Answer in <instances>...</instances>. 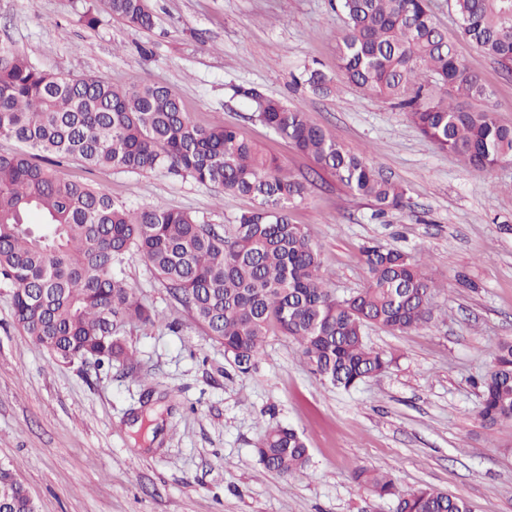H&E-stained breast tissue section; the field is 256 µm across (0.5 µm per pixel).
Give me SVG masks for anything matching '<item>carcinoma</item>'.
I'll list each match as a JSON object with an SVG mask.
<instances>
[{"label": "carcinoma", "mask_w": 512, "mask_h": 512, "mask_svg": "<svg viewBox=\"0 0 512 512\" xmlns=\"http://www.w3.org/2000/svg\"><path fill=\"white\" fill-rule=\"evenodd\" d=\"M129 24L150 29L147 0H103ZM462 33L506 70L512 69V0H452ZM345 27L338 63L346 79L404 109L437 148L488 171L512 158V127L489 107L491 90L457 55L432 19L429 0H337ZM257 117L320 169L371 203L373 217L404 207L407 189L384 176L364 151L344 148L298 106L239 87ZM472 102L461 106L455 100ZM0 287L14 321L55 362L99 366L128 358L120 329L154 325L124 278L126 259H143L169 293L242 373L251 370L270 328L292 338L313 371L350 390L383 373L388 360L364 341L379 326L408 332L429 313L435 288L416 255L370 245L367 285L338 297L321 271L320 251L288 211L306 199L305 183L282 173L272 157L229 125L200 126L171 88H128L99 76L41 69L0 47ZM78 162L88 169L145 172L166 168L224 193L251 195L233 236L183 211L130 208L92 186L57 174ZM483 422L512 423V342L501 344L480 379ZM259 461L290 479L304 473L309 451L289 425L266 432ZM354 478L395 512H474L466 501L432 488L406 493L394 479L360 467ZM0 512H33L20 479L11 481Z\"/></svg>", "instance_id": "carcinoma-1"}]
</instances>
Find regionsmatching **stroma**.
Here are the masks:
<instances>
[{"label": "stroma", "instance_id": "1", "mask_svg": "<svg viewBox=\"0 0 512 512\" xmlns=\"http://www.w3.org/2000/svg\"><path fill=\"white\" fill-rule=\"evenodd\" d=\"M148 4L155 25L146 30L100 0H0V44L56 73L166 85L199 124L236 127L284 173L308 179L290 217L318 245L337 296L366 284L364 246L402 249L421 256L437 284L431 318L407 333L370 327L368 344L391 365L345 391L323 383L275 329L255 366L239 372L137 257L124 275L161 320L125 324L127 362L52 363L17 327L0 288V462L38 512H394L393 499L354 481L362 466L391 474L402 493L428 486L475 512H512V423L485 426L475 384L512 341V163L468 169L393 102L349 83L338 68L344 18L334 0ZM431 9L492 89L497 119L512 126V73L461 35L449 0ZM313 69L331 77L329 92L304 82ZM239 85L302 107L340 144L366 149L407 187L406 207L374 219L367 200L255 118L234 94ZM58 173L129 206L187 211L227 231L255 206L166 169L90 173L73 162ZM461 272L476 290L457 284ZM279 424L310 453L290 480L263 469L256 453Z\"/></svg>", "mask_w": 512, "mask_h": 512}]
</instances>
